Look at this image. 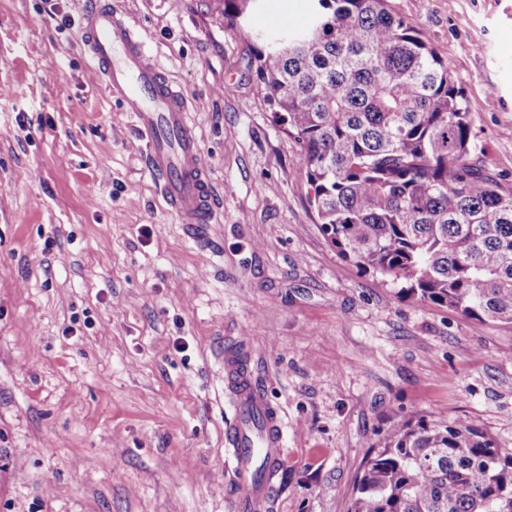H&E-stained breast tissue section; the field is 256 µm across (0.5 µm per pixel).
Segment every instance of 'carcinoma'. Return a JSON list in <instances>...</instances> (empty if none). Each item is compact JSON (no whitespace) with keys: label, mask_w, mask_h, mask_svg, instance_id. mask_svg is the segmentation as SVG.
I'll list each match as a JSON object with an SVG mask.
<instances>
[{"label":"carcinoma","mask_w":512,"mask_h":512,"mask_svg":"<svg viewBox=\"0 0 512 512\" xmlns=\"http://www.w3.org/2000/svg\"><path fill=\"white\" fill-rule=\"evenodd\" d=\"M247 27L274 121L301 144L321 230L399 293L512 324V193L470 162L469 109L448 63L388 0H310L307 25ZM348 512H512V450L465 422L394 421Z\"/></svg>","instance_id":"cac0c4a2"}]
</instances>
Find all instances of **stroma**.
Wrapping results in <instances>:
<instances>
[{
	"instance_id": "1",
	"label": "stroma",
	"mask_w": 512,
	"mask_h": 512,
	"mask_svg": "<svg viewBox=\"0 0 512 512\" xmlns=\"http://www.w3.org/2000/svg\"><path fill=\"white\" fill-rule=\"evenodd\" d=\"M88 0H0V512H228L224 341L283 417L267 512H348L390 424L512 449V325L406 296L323 236L222 0H111L187 97L216 189L180 224L81 43ZM512 190V0H389ZM307 0H256L308 22Z\"/></svg>"
}]
</instances>
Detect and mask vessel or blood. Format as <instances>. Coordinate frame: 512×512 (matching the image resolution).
Returning a JSON list of instances; mask_svg holds the SVG:
<instances>
[{"label":"vessel or blood","instance_id":"obj_1","mask_svg":"<svg viewBox=\"0 0 512 512\" xmlns=\"http://www.w3.org/2000/svg\"><path fill=\"white\" fill-rule=\"evenodd\" d=\"M82 43L93 69L113 97L132 114L147 146V169L188 229L210 223L213 187L183 91L171 84L148 52L140 32L113 10L91 0L83 13ZM224 388L234 407L225 443L234 458L230 512H265L271 495L258 469L273 471L285 448L278 407L253 381L235 348L224 351Z\"/></svg>","mask_w":512,"mask_h":512}]
</instances>
